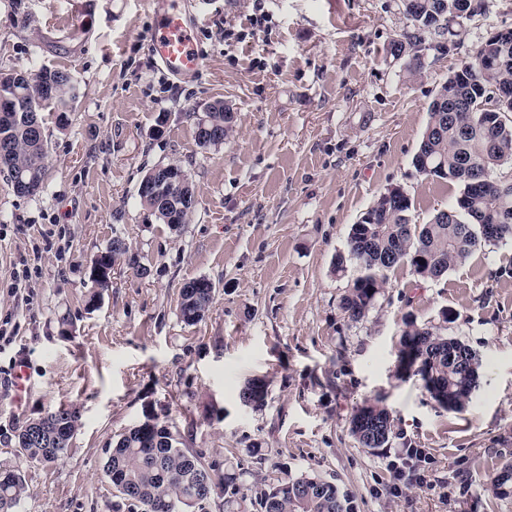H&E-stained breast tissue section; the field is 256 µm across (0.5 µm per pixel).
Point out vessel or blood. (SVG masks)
Instances as JSON below:
<instances>
[{"label": "vessel or blood", "mask_w": 512, "mask_h": 512, "mask_svg": "<svg viewBox=\"0 0 512 512\" xmlns=\"http://www.w3.org/2000/svg\"><path fill=\"white\" fill-rule=\"evenodd\" d=\"M156 17L152 51L171 75L186 78L195 75L202 56L194 40L197 17L188 15L177 0H144Z\"/></svg>", "instance_id": "vessel-or-blood-1"}]
</instances>
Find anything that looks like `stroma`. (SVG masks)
<instances>
[{"mask_svg":"<svg viewBox=\"0 0 512 512\" xmlns=\"http://www.w3.org/2000/svg\"><path fill=\"white\" fill-rule=\"evenodd\" d=\"M96 2L77 38L70 0H0V73L58 69L77 87L66 115L41 114L44 190L18 196L0 168V394L16 360L30 369L21 404L0 403V468H22L28 487L20 512H108L104 463L148 411L205 462L241 471L252 497L308 473L354 512H512V494L489 489L512 460V241L436 281L400 265L360 321L340 307L359 273L350 228L381 192L402 188L415 224L455 205L461 186L412 160L439 86L490 32L512 28V0H485L451 48L426 36L414 75L391 53L409 26L400 0H179L200 18L202 67L186 79L151 55L155 16L141 0ZM258 10L268 20L254 27ZM219 100L234 132L206 150L195 125ZM170 163L197 199L176 229L137 193ZM115 237L141 268L116 262L96 300L90 268ZM23 259L31 275L17 288ZM199 277L214 297L189 326L180 290ZM445 309L448 336L482 363L461 411L397 367L405 318L434 322ZM254 377L269 383L260 408L239 399ZM374 401L395 427L369 450L350 420ZM60 407L79 416L65 456L18 459L17 427ZM407 448L431 461L425 483L403 480L395 496L389 465Z\"/></svg>","mask_w":512,"mask_h":512,"instance_id":"35a3bbf8","label":"stroma"}]
</instances>
